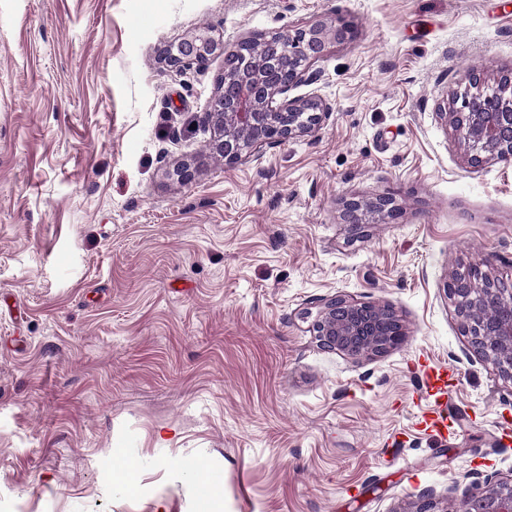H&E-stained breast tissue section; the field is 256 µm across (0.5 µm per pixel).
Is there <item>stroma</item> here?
<instances>
[{
	"instance_id": "1",
	"label": "stroma",
	"mask_w": 512,
	"mask_h": 512,
	"mask_svg": "<svg viewBox=\"0 0 512 512\" xmlns=\"http://www.w3.org/2000/svg\"><path fill=\"white\" fill-rule=\"evenodd\" d=\"M334 18L354 38L297 89L324 122L210 154L223 53L178 71L161 49ZM475 68L512 72V0H0V512H200L188 461L215 512H403L511 479L512 382L447 293L481 260L512 280V163L471 164L440 112ZM376 195L395 217L344 223ZM334 296L391 306L403 344L320 347ZM424 360L456 373L445 438Z\"/></svg>"
}]
</instances>
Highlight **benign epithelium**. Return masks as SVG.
<instances>
[{"label":"benign epithelium","mask_w":512,"mask_h":512,"mask_svg":"<svg viewBox=\"0 0 512 512\" xmlns=\"http://www.w3.org/2000/svg\"><path fill=\"white\" fill-rule=\"evenodd\" d=\"M354 37L341 19L318 20L269 37H246L226 55L224 76L212 97L205 122L213 134L211 153L235 165L263 146L278 145L315 130L331 112L316 97L293 96L302 84L319 80L313 66L337 43ZM224 46L198 31L164 49L168 65L181 69L202 64ZM451 121L470 162L495 158L512 163V75L489 91L472 71L466 91L453 98ZM393 200L344 202L347 224L366 223L369 214L391 215ZM487 274L465 283L455 275L447 292L456 303L464 332L475 352L493 361L512 381V288ZM320 345L352 357L381 355L400 346L404 325L389 306L328 299L313 324ZM464 512H512V479L473 487L463 499Z\"/></svg>","instance_id":"obj_1"}]
</instances>
